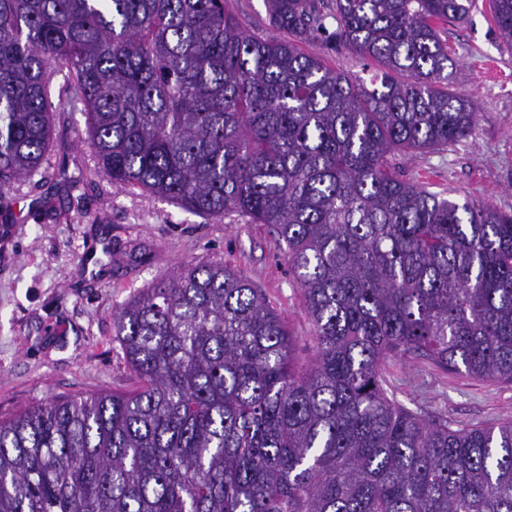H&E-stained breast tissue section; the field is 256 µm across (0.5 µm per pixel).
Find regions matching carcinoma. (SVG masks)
Segmentation results:
<instances>
[{
    "mask_svg": "<svg viewBox=\"0 0 512 512\" xmlns=\"http://www.w3.org/2000/svg\"><path fill=\"white\" fill-rule=\"evenodd\" d=\"M267 2L278 37L224 0H0V187L79 104L113 185L275 229L316 343L296 368L244 277L180 268L113 320L137 390L0 422V512H512V420L429 423L378 372L411 354L512 383V214L388 161L475 130L441 32L477 0ZM485 8L511 46L512 0ZM327 37L370 83L302 48Z\"/></svg>",
    "mask_w": 512,
    "mask_h": 512,
    "instance_id": "1",
    "label": "carcinoma"
}]
</instances>
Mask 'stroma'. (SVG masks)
Returning <instances> with one entry per match:
<instances>
[{
	"label": "stroma",
	"instance_id": "1",
	"mask_svg": "<svg viewBox=\"0 0 512 512\" xmlns=\"http://www.w3.org/2000/svg\"><path fill=\"white\" fill-rule=\"evenodd\" d=\"M453 89L479 114L472 136L445 151L393 152L406 180L451 199L512 213V48L487 11L445 24ZM82 112L54 118V146L32 176L0 189V421L45 399L133 390L113 333L130 299L185 263L221 260L256 288L293 337L298 365L315 355L302 291L272 226L229 213L193 214L96 170ZM395 399L450 428L512 420V384L481 381L424 359L378 366Z\"/></svg>",
	"mask_w": 512,
	"mask_h": 512
}]
</instances>
